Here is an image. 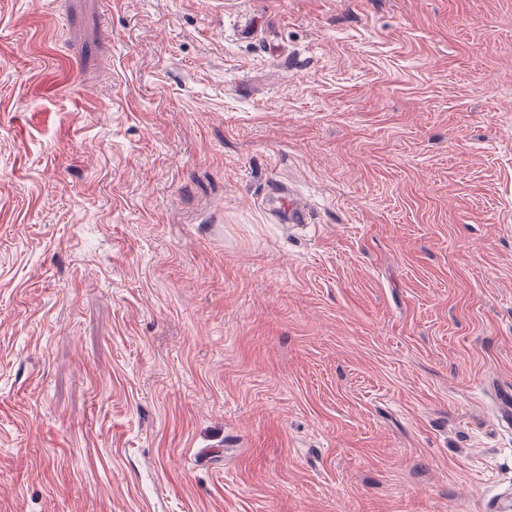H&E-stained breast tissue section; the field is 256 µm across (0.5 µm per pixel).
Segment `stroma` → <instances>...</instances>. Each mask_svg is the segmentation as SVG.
<instances>
[{"label":"stroma","mask_w":512,"mask_h":512,"mask_svg":"<svg viewBox=\"0 0 512 512\" xmlns=\"http://www.w3.org/2000/svg\"><path fill=\"white\" fill-rule=\"evenodd\" d=\"M509 390L512 0H0V512H489ZM270 190L277 192L276 183L272 182ZM279 193L280 209L282 216L289 222L294 224H303L306 222V215L301 208L300 203L288 194Z\"/></svg>","instance_id":"35a3bbf8"}]
</instances>
